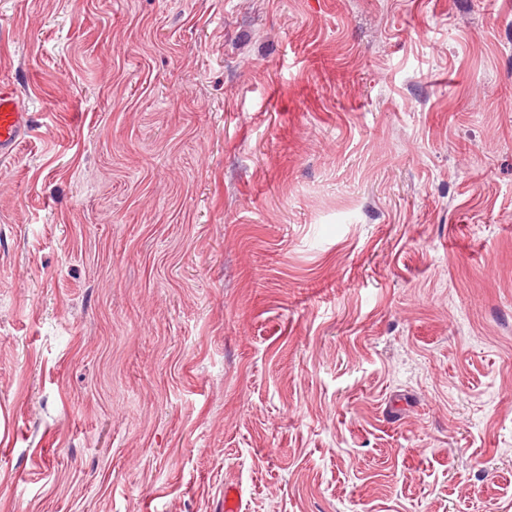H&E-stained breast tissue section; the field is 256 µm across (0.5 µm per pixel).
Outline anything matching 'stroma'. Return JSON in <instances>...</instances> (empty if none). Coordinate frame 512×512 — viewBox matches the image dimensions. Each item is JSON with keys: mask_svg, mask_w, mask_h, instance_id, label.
<instances>
[{"mask_svg": "<svg viewBox=\"0 0 512 512\" xmlns=\"http://www.w3.org/2000/svg\"><path fill=\"white\" fill-rule=\"evenodd\" d=\"M0 512H512V0H0ZM34 117L23 107L14 83L0 85V159H12L33 128Z\"/></svg>", "mask_w": 512, "mask_h": 512, "instance_id": "stroma-1", "label": "stroma"}]
</instances>
